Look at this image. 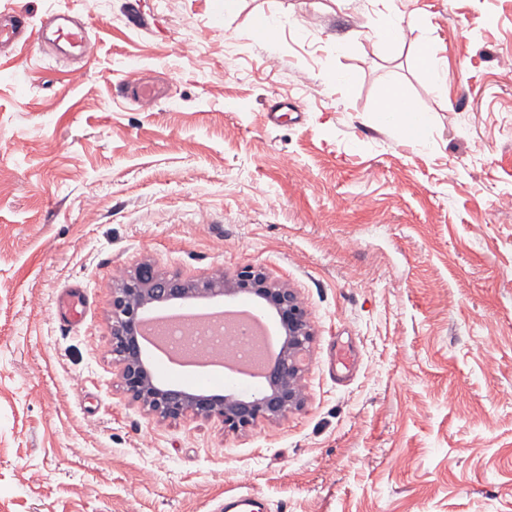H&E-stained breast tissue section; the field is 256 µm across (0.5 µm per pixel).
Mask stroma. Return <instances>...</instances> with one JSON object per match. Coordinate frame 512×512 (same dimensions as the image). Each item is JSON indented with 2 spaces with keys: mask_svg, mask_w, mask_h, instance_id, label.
Masks as SVG:
<instances>
[{
  "mask_svg": "<svg viewBox=\"0 0 512 512\" xmlns=\"http://www.w3.org/2000/svg\"><path fill=\"white\" fill-rule=\"evenodd\" d=\"M21 7L78 16L97 51L0 54V512L247 491L269 512H512V0H398L396 48L370 34L381 0H0ZM132 68L167 86L152 109L115 85ZM392 83L423 141L379 122ZM274 99L295 111L271 122ZM146 262L288 283L314 330L304 407L234 432L133 403L110 302Z\"/></svg>",
  "mask_w": 512,
  "mask_h": 512,
  "instance_id": "stroma-1",
  "label": "stroma"
}]
</instances>
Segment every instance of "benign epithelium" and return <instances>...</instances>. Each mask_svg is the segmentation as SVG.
Instances as JSON below:
<instances>
[{
    "mask_svg": "<svg viewBox=\"0 0 512 512\" xmlns=\"http://www.w3.org/2000/svg\"><path fill=\"white\" fill-rule=\"evenodd\" d=\"M246 292L272 311L283 331L278 358L271 365L265 387L250 397L233 393L211 394L158 381L152 374L138 337L144 315L161 304L198 297L224 299ZM112 360L131 400L150 416L177 419L185 415L222 419L233 431H246L260 420H277L302 408L304 354L313 339L309 315L296 292L274 281L256 265L248 264L231 275L206 280L159 274L149 263L112 288Z\"/></svg>",
    "mask_w": 512,
    "mask_h": 512,
    "instance_id": "obj_1",
    "label": "benign epithelium"
}]
</instances>
